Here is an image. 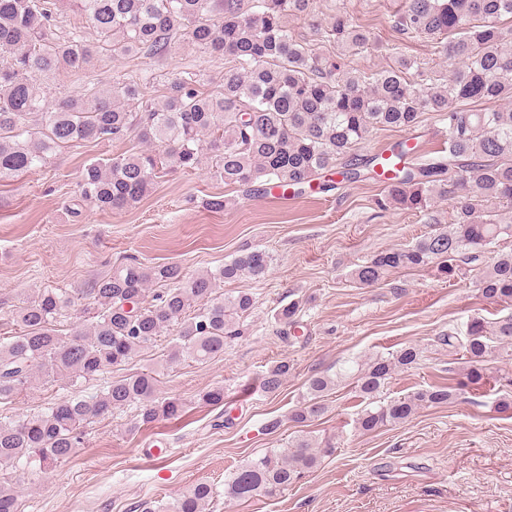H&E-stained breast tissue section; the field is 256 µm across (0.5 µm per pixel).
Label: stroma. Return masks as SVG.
I'll list each match as a JSON object with an SVG mask.
<instances>
[{"label":"stroma","instance_id":"stroma-1","mask_svg":"<svg viewBox=\"0 0 512 512\" xmlns=\"http://www.w3.org/2000/svg\"><path fill=\"white\" fill-rule=\"evenodd\" d=\"M401 0H316L319 18L346 9L352 22L370 32L373 49L353 56L351 65L370 72L392 64L384 50L396 34L392 17ZM151 70L156 90L175 77L196 73L208 90L219 88L224 59L180 41L167 59L100 58L86 79L59 71L54 87L77 91L82 81L112 85L132 71ZM447 122L429 112L414 131L387 130L371 136L361 153L372 155L416 139L419 162L447 146ZM131 141L86 142L57 151L50 162L0 182V334L11 331L23 299L41 288L81 290L83 298L58 320L69 333L81 309L91 306L92 283L131 260L147 266L176 263L195 275L230 261L245 249L274 257L264 279L226 282L222 297L241 292L254 305L241 317L240 336L223 355L206 363L190 359L167 364L176 336H162L128 362L112 366L104 380L156 370L159 395L187 406L176 422L135 428L130 405L95 421L68 461L39 479H18L21 512H144L154 500L178 497L206 482L215 494L206 512H512V361L495 359L486 386L468 389L456 400L425 407L404 424L361 433L363 408L352 379L325 397L324 414L309 424L317 440L332 439L335 452L276 498L246 502L224 495V480L246 460L290 447L301 429L291 412L305 396L315 373H336L352 363L388 357L415 345L424 356L395 372L379 398L389 401L444 377L461 379L459 354L436 342L448 329L465 330L474 317L492 322L512 306L481 297L478 273L449 275L432 264L420 270L391 271L364 287L350 272L377 252L414 243L448 223L447 202L435 207L436 223L415 212L382 210L380 181L340 183L324 192L304 188L291 200L271 194L243 196L214 170L177 169L159 179L136 204L102 211L82 201L83 166L126 152ZM222 195V212L208 210L210 196ZM301 301L295 327L284 329L274 313ZM292 370L280 390L269 394L263 374L280 361ZM224 389L220 406L202 405L207 390ZM98 382L75 388L66 380L40 378L20 399L0 404V415L38 412L45 403L89 396ZM276 430H267L270 420Z\"/></svg>","mask_w":512,"mask_h":512}]
</instances>
